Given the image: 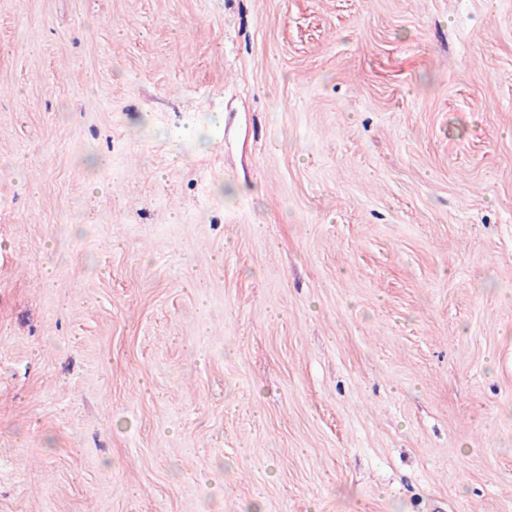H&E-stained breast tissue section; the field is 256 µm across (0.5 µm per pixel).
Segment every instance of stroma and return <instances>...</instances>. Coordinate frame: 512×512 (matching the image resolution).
<instances>
[{
    "instance_id": "35a3bbf8",
    "label": "stroma",
    "mask_w": 512,
    "mask_h": 512,
    "mask_svg": "<svg viewBox=\"0 0 512 512\" xmlns=\"http://www.w3.org/2000/svg\"><path fill=\"white\" fill-rule=\"evenodd\" d=\"M0 512H512V0H0Z\"/></svg>"
}]
</instances>
